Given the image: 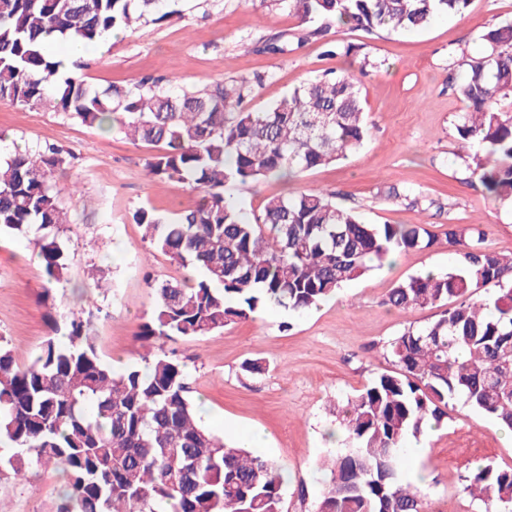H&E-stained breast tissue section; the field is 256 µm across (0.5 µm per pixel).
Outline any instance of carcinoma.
I'll return each mask as SVG.
<instances>
[{
    "label": "carcinoma",
    "instance_id": "carcinoma-1",
    "mask_svg": "<svg viewBox=\"0 0 512 512\" xmlns=\"http://www.w3.org/2000/svg\"><path fill=\"white\" fill-rule=\"evenodd\" d=\"M168 0H0V100L47 107L92 127L118 124L160 151L148 162L157 182L187 183L197 205L172 218L133 214L142 240L171 264L201 271L194 283H149L154 307L139 335L195 338L269 306L305 312L390 256L434 247L421 224H367L320 191L272 197L247 217L224 184L288 178L334 164L365 143L357 79L345 71L309 79L262 111L245 102L261 79L189 91L143 79L97 91L59 75L54 39L98 44L141 19L166 22ZM324 37L334 26L374 35L415 30L440 14L463 16L470 0H278ZM485 53L448 77L466 104L455 126L460 156L491 197L512 198V22L482 34ZM288 33L266 41L288 52ZM358 47L327 42L331 56ZM64 150L17 149L0 159V233L30 239L47 281L67 279L70 252L59 237L66 213L52 178ZM456 264L397 284L386 305L398 311L441 307L384 345L392 369L379 373L339 414L349 447L330 454V477L316 512H425L424 496L401 474L407 436L448 417L457 398L512 429V256L490 250L479 224L444 230ZM496 288L489 301L474 299ZM49 336L27 366L0 336V439L12 453L0 476L58 465L68 482L59 512H282L283 477L268 458L198 424L180 362L165 354L115 372L99 356L90 318L51 306ZM484 512H512V468L490 464L461 475Z\"/></svg>",
    "mask_w": 512,
    "mask_h": 512
}]
</instances>
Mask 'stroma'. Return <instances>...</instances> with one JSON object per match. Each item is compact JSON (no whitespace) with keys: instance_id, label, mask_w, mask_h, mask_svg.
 <instances>
[{"instance_id":"35a3bbf8","label":"stroma","mask_w":512,"mask_h":512,"mask_svg":"<svg viewBox=\"0 0 512 512\" xmlns=\"http://www.w3.org/2000/svg\"><path fill=\"white\" fill-rule=\"evenodd\" d=\"M169 7L172 15L164 24L142 22L99 43L83 59L84 80L103 90L148 77L175 79L200 90L258 76L262 83L247 105L262 109L304 80L350 66L349 59L326 56L319 38H305L301 48L284 55L263 52L269 38L283 32L303 36L305 29L295 13L274 0H171ZM504 21H512V0H471L466 18L440 15L420 30L374 36L336 32V39L358 44L361 55L375 63L360 78L372 126L363 147L333 166L285 181L229 183L224 192L251 214L267 198L317 189L354 208L367 223L421 224L439 242L396 256L311 311L269 307L196 338L138 337L154 302L146 275L161 282L184 272L143 244L132 215L142 207L166 216L192 208L198 190L150 180L147 162L155 147L131 141L118 129L92 128L43 108L0 101V153L53 144L72 156L54 178L69 218L60 229L72 256L67 281L48 286L28 238L0 235V336L8 340L17 364H30L49 334L41 294L51 288L61 309L91 314L94 342L106 363L139 365L144 356L161 351L178 358L205 427L229 444L240 430L267 437V456L286 475L283 512H313L325 479L321 462L345 446L334 404L389 369L382 344L440 314L436 308L388 309L384 301L390 290L410 277L454 265V251L441 240L450 224L482 225L488 248L512 254V203L487 195L472 177L468 159L459 156L455 124L464 104L447 88L449 58L461 52L481 56L482 33ZM393 189L422 194L424 202L416 207L389 198ZM96 265L109 267L110 293L94 288L90 272ZM252 359L265 361L264 374L242 370ZM413 442L420 451L405 454L403 474L418 483L428 512H480L479 502L463 490L465 468L512 467V442L499 425L460 400L447 420ZM64 485L61 468L32 466L23 482L0 480V512H57Z\"/></svg>"}]
</instances>
